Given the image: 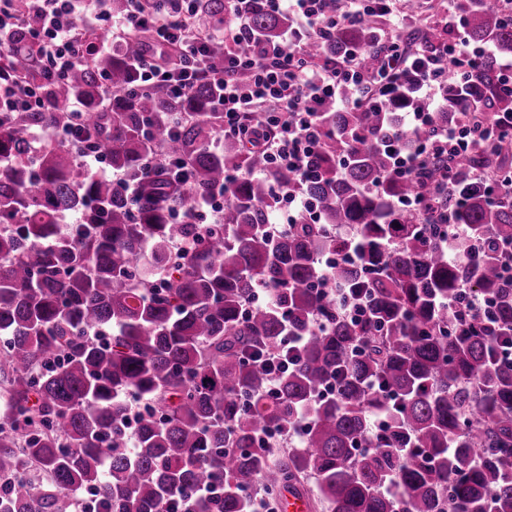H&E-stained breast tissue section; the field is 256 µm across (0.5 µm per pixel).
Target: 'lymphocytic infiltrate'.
<instances>
[{
    "mask_svg": "<svg viewBox=\"0 0 512 512\" xmlns=\"http://www.w3.org/2000/svg\"><path fill=\"white\" fill-rule=\"evenodd\" d=\"M156 0H127L123 14L103 7L87 9L84 0H0V43L22 34L25 44L35 45L36 59L52 75L64 77L77 64L114 49L132 36H146L136 66L144 86H160L179 93L204 79L220 85L219 109L224 129L240 133L243 113H254L260 122L273 125L264 152L273 164L309 179L312 157L321 148L316 118L327 100L337 108L382 107L398 101L404 91L417 93L416 109L401 110L399 120L415 132L430 124L443 76L455 67L472 77L481 47L469 48L463 39H439L421 45H406L396 27L379 31L377 51L365 55L355 50L333 57H314L307 43L332 37L339 26L353 24L367 15L393 14L387 0H344L335 13H328L325 0H266L270 10L288 14L292 28L286 43H267L248 31L243 15L221 25L198 26L192 21L193 0H172V8L160 11ZM112 31L109 41L91 38L101 24ZM227 46L223 58L209 54L212 42ZM248 69L251 77L240 81L236 74ZM351 86V101L339 91ZM44 106L41 91L18 80L0 76V120L15 112H34ZM473 134L458 124H448L428 142L415 147L394 145L393 173L412 177L429 157L467 156Z\"/></svg>",
    "mask_w": 512,
    "mask_h": 512,
    "instance_id": "lymphocytic-infiltrate-1",
    "label": "lymphocytic infiltrate"
}]
</instances>
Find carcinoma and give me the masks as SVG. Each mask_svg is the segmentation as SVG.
<instances>
[{
    "mask_svg": "<svg viewBox=\"0 0 512 512\" xmlns=\"http://www.w3.org/2000/svg\"><path fill=\"white\" fill-rule=\"evenodd\" d=\"M195 19L247 15L264 40H283L288 15L262 0H194ZM464 41L489 44L479 79L448 74V107L434 126L512 119L499 90L500 59L512 55V15L497 0H457ZM366 16L313 40L314 56L376 51ZM134 38L52 79L27 52L5 57L58 107L84 104L86 130L112 170L135 187L84 170L68 143L33 149L28 134L67 112H20L0 125V512H182V494L209 483L217 495L195 512H260L285 492L312 493L327 512H512V363L493 358L491 336L457 320L454 301L474 289L494 303L496 335L512 336V282L497 245L512 243V190L496 199L461 183L452 249L437 215L398 209L427 192L448 167L429 160L412 178L390 175L385 144L414 146L394 108L325 104L316 163L299 182L271 167L255 119L244 139L224 134L216 87L179 96L140 84L128 59ZM112 108L100 107L102 78ZM163 150L168 164L152 169ZM512 141H477L461 163L506 171ZM188 166V186L171 177ZM301 183L321 210L288 232L268 225L278 189ZM228 184L221 224H174L193 195ZM70 214L75 223L63 224ZM352 247L355 265L331 269L360 301L353 317L317 291L319 260ZM267 288L275 304L255 302ZM289 335L278 391L264 393L268 354ZM147 404L128 428L129 400ZM311 412L302 448L265 440L293 431ZM383 414L387 423L373 426Z\"/></svg>",
    "mask_w": 512,
    "mask_h": 512,
    "instance_id": "carcinoma-1",
    "label": "carcinoma"
}]
</instances>
